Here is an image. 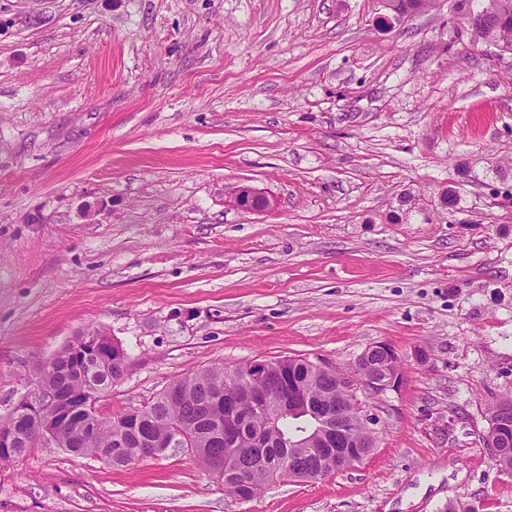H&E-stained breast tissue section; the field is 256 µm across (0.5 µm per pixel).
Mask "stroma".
<instances>
[{
    "mask_svg": "<svg viewBox=\"0 0 512 512\" xmlns=\"http://www.w3.org/2000/svg\"><path fill=\"white\" fill-rule=\"evenodd\" d=\"M456 3L389 28L385 0H0V416L90 326L129 356L106 417L212 365L401 358L352 389L371 451L323 479L240 501L180 448L45 441L0 466V512H512L484 442L512 394V69ZM228 202L236 209L247 212H266L274 207V201L266 191L251 186L236 187ZM353 377L364 386L382 391L398 381L399 372L392 373L385 369L375 368L374 365L368 363V359L363 353L355 363Z\"/></svg>",
    "mask_w": 512,
    "mask_h": 512,
    "instance_id": "1",
    "label": "stroma"
}]
</instances>
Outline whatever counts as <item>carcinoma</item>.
Returning a JSON list of instances; mask_svg holds the SVG:
<instances>
[{"label":"carcinoma","mask_w":512,"mask_h":512,"mask_svg":"<svg viewBox=\"0 0 512 512\" xmlns=\"http://www.w3.org/2000/svg\"><path fill=\"white\" fill-rule=\"evenodd\" d=\"M430 0H389L403 17L425 10ZM462 19L479 15L488 25L473 31L475 38L499 47L503 57L512 53V0H458ZM129 357L97 328H88L44 363L37 387L45 394L69 399L72 421L54 435L58 447L77 456L112 454L110 464L126 467L141 459L147 448L175 441L204 468L224 483L225 493L250 500L278 478L336 472L320 451L315 437L326 424L334 430L335 447L373 441L364 421L353 428L323 415L344 394L335 367L321 369L305 358L288 357L269 362L264 378H252L250 366L233 374L224 366H209L172 381L143 409L117 417L100 415L96 403L121 380ZM274 394L257 400V388ZM490 419L503 424L499 467L512 471V396L489 408ZM0 429L15 432V446L0 454V464L17 462L37 447L34 420L12 410L0 420Z\"/></svg>","instance_id":"cac0c4a2"}]
</instances>
